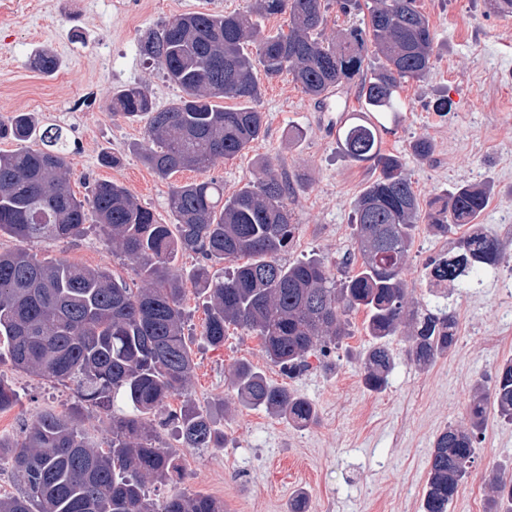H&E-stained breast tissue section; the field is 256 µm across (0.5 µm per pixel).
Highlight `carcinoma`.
<instances>
[{
	"label": "carcinoma",
	"mask_w": 512,
	"mask_h": 512,
	"mask_svg": "<svg viewBox=\"0 0 512 512\" xmlns=\"http://www.w3.org/2000/svg\"><path fill=\"white\" fill-rule=\"evenodd\" d=\"M416 2L368 0L365 27L343 29L329 41L320 36L330 0H252L239 13L180 14L148 33L139 52L183 96L164 109L143 85L112 96L113 114L146 120L141 157L167 178L180 170L205 173L264 136L265 114L254 106L260 71L268 78L289 73L321 100L333 88L359 82L364 112L338 129V143L348 158L372 163L379 174L355 201L358 261L340 281L318 257L281 263L298 225L288 208L290 185L267 163L257 181L230 197L213 179L171 186L172 223L162 224L112 181H97L87 198H77L58 126L42 132L39 149L0 152V236L76 240L91 215L143 283L131 288L107 269L41 260L26 250L0 252V360L74 382L83 402L112 413L106 450L88 440L73 413L45 411L21 437L0 435V461L12 464L23 487L20 495L0 496V512H222L204 495L175 493L158 509L145 494L146 483H174L183 473L178 450L159 441L157 428L173 427L187 450L224 447V432L210 413L188 401L166 410L167 399L184 394L194 367L184 336L183 281L173 266L180 252L235 263L221 281L210 279L204 265L193 273L208 298L202 337L211 346L224 344L226 329L239 326L256 334L271 364L294 375L312 353L325 357L350 336V315L362 309L372 339L361 359L370 390L387 388L395 369L389 344L398 336L418 367L448 353L456 342V319L444 304L448 289L470 288L479 273L497 269L505 244L478 223L489 200L486 186L460 184L422 207L402 156L382 152L381 130L364 116L400 111L401 85L432 69L434 33ZM284 13L288 33L261 31L260 19ZM371 56L380 64L366 78ZM33 63L47 74L58 67L46 51ZM224 99L244 106L227 109L219 104ZM35 133L28 112L0 121L1 140L26 142ZM421 223L439 236L466 225L471 232L457 239L459 253L430 262V299L413 306L405 270ZM231 384L245 408L295 425L316 421L313 403L247 363L234 366ZM119 395L127 410L116 413ZM491 411L512 423V359L496 367L489 385L475 389L468 424L450 425L435 437L423 512H448L475 463L476 439ZM490 485L491 512H512V471L493 469Z\"/></svg>",
	"instance_id": "cac0c4a2"
}]
</instances>
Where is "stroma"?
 Returning <instances> with one entry per match:
<instances>
[{
    "label": "stroma",
    "mask_w": 512,
    "mask_h": 512,
    "mask_svg": "<svg viewBox=\"0 0 512 512\" xmlns=\"http://www.w3.org/2000/svg\"><path fill=\"white\" fill-rule=\"evenodd\" d=\"M249 5L250 0H0V119L28 112L40 126L62 128L76 197H86L96 181L116 182L160 223H169L172 185L202 175L184 170L158 177L138 150L144 121L112 116V95L136 83L149 89L158 108L168 107L181 90L140 55V40L179 14L243 12ZM419 5L435 35L433 69L424 80L402 84L405 116L393 133L382 135L381 149L402 155L421 203L458 184L487 185L490 199L480 221L502 233L512 227V16L492 9L489 0ZM41 49L57 56L55 73L32 69L30 61ZM258 107L266 115L265 136L235 157L218 160L207 175L229 196L256 180L261 162H269L292 188L288 206L298 226L282 261L319 256L342 278L341 262L355 250L354 201L376 177L369 163L345 157L336 140L340 114L362 110L358 87L341 89L331 112L284 74L263 81ZM423 137L433 146L425 160L411 149ZM106 153L121 156V165H102ZM455 240L419 228L405 274L411 300H428L425 265ZM24 247L41 259L105 268L130 287L141 285L130 262L113 252L94 224L73 241L26 246L0 237V251ZM200 264L187 252L175 260L185 280V338L195 365L187 397L198 408L217 410L224 446L184 452L180 491L211 497L224 512H288L289 499L299 492L306 512H422L436 433L465 425L476 386L512 358V250L481 287L449 297L457 340L447 357L422 369L408 359L404 341H393L398 365L380 393L369 391L362 379L359 357L372 340L361 312L352 314L351 335L338 349L326 358L311 355L309 369L293 378L270 364L259 338L247 330L229 328L222 346L206 344L201 331L207 298L192 280ZM240 361L312 401L316 423L301 428L239 405L230 370ZM0 378L17 394L16 404L0 412L1 435L20 436L40 413L77 407L80 428L97 447L108 448L109 418L83 404L73 383L30 375L7 362L0 364ZM184 398H169L167 405L180 408ZM477 446L478 458L451 512H484L489 470L512 468V425L489 415Z\"/></svg>",
    "instance_id": "obj_1"
}]
</instances>
